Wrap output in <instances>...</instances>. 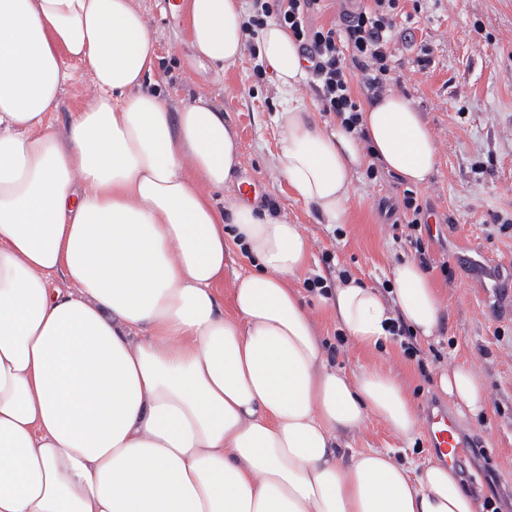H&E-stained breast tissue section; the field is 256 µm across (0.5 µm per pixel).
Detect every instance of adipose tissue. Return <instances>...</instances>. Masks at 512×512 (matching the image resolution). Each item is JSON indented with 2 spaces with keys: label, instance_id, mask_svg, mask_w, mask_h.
Masks as SVG:
<instances>
[{
  "label": "adipose tissue",
  "instance_id": "ef3b65f1",
  "mask_svg": "<svg viewBox=\"0 0 512 512\" xmlns=\"http://www.w3.org/2000/svg\"><path fill=\"white\" fill-rule=\"evenodd\" d=\"M186 14L211 69L255 43L283 103L278 169L325 223L345 222L370 160L412 186L436 172L403 94L366 104L356 130L319 122L295 102L308 68L287 28L249 35L243 0H187ZM154 58L134 0H0V512H479L452 464L339 455L372 416L413 437L415 402L387 369L329 362L293 286L307 237L241 199L221 108L201 95L174 112L146 88ZM80 66L93 90L62 139L52 115ZM232 242L252 267L228 282ZM328 305L365 350L397 320L433 338L442 316L406 260L389 294L343 278ZM439 384L459 412L488 403L469 367Z\"/></svg>",
  "mask_w": 512,
  "mask_h": 512
}]
</instances>
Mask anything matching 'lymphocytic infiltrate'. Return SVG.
<instances>
[{
    "label": "lymphocytic infiltrate",
    "instance_id": "obj_1",
    "mask_svg": "<svg viewBox=\"0 0 512 512\" xmlns=\"http://www.w3.org/2000/svg\"><path fill=\"white\" fill-rule=\"evenodd\" d=\"M399 2L361 0L356 9L344 11L340 25L317 27L311 16L321 0H253L248 24L258 28L272 18L288 28L321 84L325 111L350 129L359 122L354 87L374 99L390 85L387 45Z\"/></svg>",
    "mask_w": 512,
    "mask_h": 512
}]
</instances>
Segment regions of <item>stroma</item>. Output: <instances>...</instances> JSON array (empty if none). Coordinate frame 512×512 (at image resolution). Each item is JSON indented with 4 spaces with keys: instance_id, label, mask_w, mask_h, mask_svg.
Returning a JSON list of instances; mask_svg holds the SVG:
<instances>
[{
    "instance_id": "35a3bbf8",
    "label": "stroma",
    "mask_w": 512,
    "mask_h": 512,
    "mask_svg": "<svg viewBox=\"0 0 512 512\" xmlns=\"http://www.w3.org/2000/svg\"><path fill=\"white\" fill-rule=\"evenodd\" d=\"M155 40L150 80L171 108L205 94L224 110L241 146V182L253 183L259 206H274L300 225L311 245L307 276L335 281L340 272L381 291L390 288L397 260L430 259L428 274L444 305L438 335L412 337L421 353L407 355L399 337L373 352L339 342L335 319L319 295L304 291L331 364L347 372L366 365L393 371L417 407L447 404L437 384L440 368L469 366L482 380L488 406L463 415L459 428L470 445L455 461L462 482L479 502L512 512V0H405L388 45L393 90L410 97L434 135L439 165L415 191L421 218L431 227L418 236L403 215L408 186L379 168L360 169L345 223H322L294 199L276 168L282 107L273 75L256 76L253 53L215 74L190 45L184 12L167 0H138ZM429 54L428 66L419 57ZM91 83L88 69L65 83L53 114L65 135L72 111ZM354 448H393L418 462L435 457L426 431L409 440L372 420L350 438Z\"/></svg>"
}]
</instances>
